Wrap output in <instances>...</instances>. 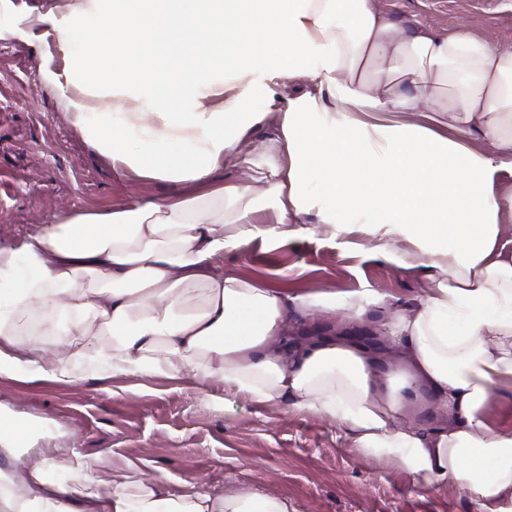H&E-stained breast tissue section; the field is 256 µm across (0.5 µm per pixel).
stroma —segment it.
Instances as JSON below:
<instances>
[{"label": "stroma", "mask_w": 512, "mask_h": 512, "mask_svg": "<svg viewBox=\"0 0 512 512\" xmlns=\"http://www.w3.org/2000/svg\"><path fill=\"white\" fill-rule=\"evenodd\" d=\"M77 0H0V247L38 225L74 212L136 200L162 201L169 183L117 171L94 149L61 104L44 70L68 63L46 12L69 13ZM397 22L419 21L448 35L467 27L512 51V0H378ZM304 238L281 247L255 241L224 258V272L259 280L288 296L336 295L362 304L355 335L383 336L395 310L423 295L421 269L381 256L366 229L337 233L307 219ZM0 411L36 429L14 469L64 449L104 480L161 476L169 493L185 484L230 495L287 500L290 512H479L453 486H418L399 466L360 454L336 420L261 406L229 396L216 380L197 382L183 368L105 378L0 374Z\"/></svg>", "instance_id": "obj_1"}]
</instances>
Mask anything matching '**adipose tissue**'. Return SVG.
Instances as JSON below:
<instances>
[{"label":"adipose tissue","instance_id":"1","mask_svg":"<svg viewBox=\"0 0 512 512\" xmlns=\"http://www.w3.org/2000/svg\"><path fill=\"white\" fill-rule=\"evenodd\" d=\"M40 21L68 61L64 105L86 140L113 168L179 190L77 212L0 248V372L135 374L177 360L228 394L339 421L361 454L399 463L420 486L451 485L483 512H512V429L489 419L512 387V249L500 236L512 192L496 179L512 170V53L464 29L397 27L376 0H78ZM296 78L318 94L279 100ZM99 95L111 109L90 105ZM420 104L430 126L375 120ZM448 119L456 138L434 130ZM269 123L274 136L250 164L265 195L215 184ZM476 133L494 155L466 147ZM309 215L427 257L424 295L385 338L407 351L402 368L383 372L376 348L341 326L289 335L288 305L332 317L335 297L290 299L216 271L254 240L302 237ZM37 314L49 339L33 349L24 327ZM91 318L111 344L86 329ZM423 392L448 417L429 436L404 418ZM58 465L31 461L25 495L0 492V512H289L279 498L195 484L175 496L159 477L105 483L88 465L63 483Z\"/></svg>","mask_w":512,"mask_h":512}]
</instances>
